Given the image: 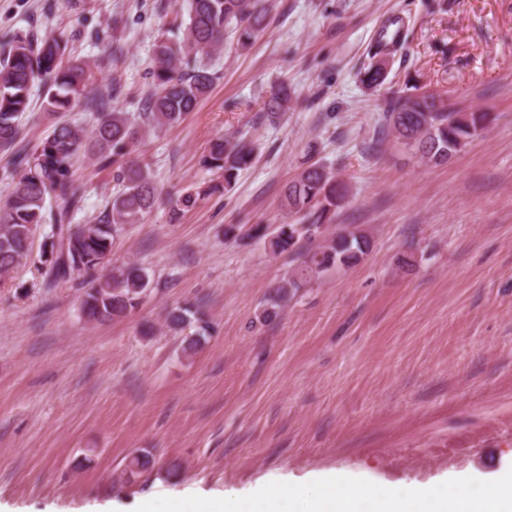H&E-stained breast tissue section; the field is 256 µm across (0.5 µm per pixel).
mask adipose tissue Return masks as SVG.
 Instances as JSON below:
<instances>
[{"instance_id": "ef3b65f1", "label": "adipose tissue", "mask_w": 512, "mask_h": 512, "mask_svg": "<svg viewBox=\"0 0 512 512\" xmlns=\"http://www.w3.org/2000/svg\"><path fill=\"white\" fill-rule=\"evenodd\" d=\"M295 503V493L282 486L231 503L203 495L177 499L170 512H512V474L493 493L473 488L463 479L452 480L439 491H377L355 485L340 492L335 480L327 479L317 485L304 510H296Z\"/></svg>"}]
</instances>
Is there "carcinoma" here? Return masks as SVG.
Masks as SVG:
<instances>
[{
    "mask_svg": "<svg viewBox=\"0 0 512 512\" xmlns=\"http://www.w3.org/2000/svg\"><path fill=\"white\" fill-rule=\"evenodd\" d=\"M272 8L273 0H190L189 20L178 28L180 35L174 40L163 35L154 44V93L137 124L112 108V101L121 94L119 83L103 91L96 87L88 63L76 60L61 66L67 48L63 36L39 39L27 32L14 33L0 50V149L13 150L11 164L18 171L0 204V277L28 259L43 226L49 227V233L36 267L43 280L66 282L104 265L114 234L125 224L139 223L157 201L158 186L151 168L132 159L144 136L180 123L208 93L215 74L201 65V58L224 45V30L234 25L238 43L247 47L263 29ZM385 80L386 67L379 60L363 73V81L370 86H380ZM37 82L46 88L47 111L58 120L29 150L19 144V121L30 108ZM292 94L287 83L278 84L263 101L267 119L272 121L286 111ZM81 102L96 114L90 132L63 118ZM486 120L485 112L450 111L432 94L399 90L390 92L384 130L424 162L441 165L460 152ZM81 153L92 158L98 169L112 170V180L119 186L99 216L86 224L74 223L83 207V195L72 177V167ZM252 160L253 150L246 143L213 139L203 166L219 174L221 181L181 195L172 217L178 218L200 198L230 187ZM347 197L348 187L336 179V173L313 163L285 185L283 207L302 215L305 224L329 226ZM248 235L259 239L271 236V254L294 252L300 258L261 310L260 318L266 322L277 317L281 302L290 293L335 267L357 263L370 249L368 237L358 230L338 231L321 246L298 234L295 224H281L271 231L264 224H255ZM149 286V274L136 263L104 278H93L81 303L82 313L97 323L123 318L138 306ZM165 324L174 333L196 325L195 335L184 339L187 351L201 345L209 328L202 307L188 303L170 308Z\"/></svg>",
    "mask_w": 512,
    "mask_h": 512,
    "instance_id": "obj_1",
    "label": "carcinoma"
}]
</instances>
